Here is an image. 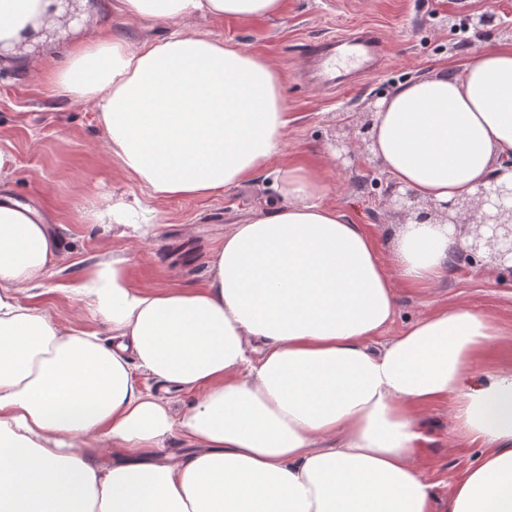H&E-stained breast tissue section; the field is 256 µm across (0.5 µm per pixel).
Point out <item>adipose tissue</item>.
<instances>
[{"instance_id": "adipose-tissue-1", "label": "adipose tissue", "mask_w": 512, "mask_h": 512, "mask_svg": "<svg viewBox=\"0 0 512 512\" xmlns=\"http://www.w3.org/2000/svg\"><path fill=\"white\" fill-rule=\"evenodd\" d=\"M119 2L170 32L76 42L46 92L95 112L147 199L221 194L283 153L270 64L175 27L276 16L283 0ZM45 7L0 0V41ZM370 136L392 181L435 204L496 172L512 181V47L397 86ZM276 178L282 204L225 233L202 287H131L120 259L83 276L72 291L107 342L29 301L58 242L37 206L0 198V512H435L412 456L420 412L443 401L484 450L448 512H512V365L474 369L503 335L494 318L433 310L381 339L398 286L446 276L447 225H402L383 254L324 203L319 177L286 166ZM171 389L190 402L174 408ZM177 432L193 452L162 454Z\"/></svg>"}]
</instances>
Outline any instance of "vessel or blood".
<instances>
[{
	"label": "vessel or blood",
	"mask_w": 512,
	"mask_h": 512,
	"mask_svg": "<svg viewBox=\"0 0 512 512\" xmlns=\"http://www.w3.org/2000/svg\"><path fill=\"white\" fill-rule=\"evenodd\" d=\"M308 53L321 64V83L337 88L345 82L342 74L344 62L363 67L374 65L381 53V44L370 31L354 35L343 33L330 41L310 44Z\"/></svg>",
	"instance_id": "obj_1"
}]
</instances>
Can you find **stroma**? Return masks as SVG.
<instances>
[{"label":"stroma","mask_w":512,"mask_h":512,"mask_svg":"<svg viewBox=\"0 0 512 512\" xmlns=\"http://www.w3.org/2000/svg\"><path fill=\"white\" fill-rule=\"evenodd\" d=\"M280 15L258 19L192 17L178 29L201 33L270 61L287 102L286 148L269 169L258 172L224 193L208 198H171L151 202L143 216L161 225L146 241L120 235L118 228L95 214L118 198H146V190L104 150L105 132L95 113L66 96H48L42 80L60 63L70 45L109 36L145 41L165 34L156 24H139L119 16L116 0H94L84 30L50 41L40 52L25 55L21 64L0 62V149L15 158L0 189L44 207L59 238L56 266L36 288L34 303L62 326L84 324L102 339L108 327L73 295L72 286L97 263L121 257L131 287L194 288L206 277L213 253L224 243L231 225L252 216L277 198L274 171L302 165L327 185L324 201L347 222L362 224L380 250L389 247L393 227L403 215L384 203L383 188L373 182L385 177L377 159L359 138L358 126L372 100L387 96L400 83L435 73H462L487 50L512 43V36L492 30L463 34L462 9L496 12L512 21V0H284ZM369 29L379 38L383 54L368 71L352 73L346 87H325L313 76L309 44L340 33ZM348 138L352 160L338 163L332 143ZM397 310L384 339H392L424 312L465 308L494 316L506 337L475 363L477 373L512 364V278L478 261L451 266L447 276L426 291L397 288ZM428 439L415 462L432 485L436 512H446L457 480L482 458L475 443L454 432L449 403L420 414Z\"/></svg>","instance_id":"obj_1"}]
</instances>
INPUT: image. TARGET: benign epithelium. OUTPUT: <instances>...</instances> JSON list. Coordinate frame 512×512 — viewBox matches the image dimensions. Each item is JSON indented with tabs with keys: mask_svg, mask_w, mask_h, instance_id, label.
<instances>
[{
	"mask_svg": "<svg viewBox=\"0 0 512 512\" xmlns=\"http://www.w3.org/2000/svg\"><path fill=\"white\" fill-rule=\"evenodd\" d=\"M85 2L92 3L94 0H51L48 12L53 19L61 22V26L44 25L37 31L31 30L26 39L12 49L0 44V60L12 58L16 52L28 47L36 51L61 31L83 25ZM464 20L467 26L476 30L490 28L512 34V22L504 21L495 13H468L464 15ZM384 196L394 208L414 213V220L418 222L430 216V213L416 209V196L408 188L388 182ZM433 212L441 217V222L463 228L470 236L466 250L456 255V262H470L485 254L491 263L512 274V182L501 181L499 176L494 175L489 186L479 188L475 197L441 203L433 208Z\"/></svg>",
	"mask_w": 512,
	"mask_h": 512,
	"instance_id": "obj_1",
	"label": "benign epithelium"
}]
</instances>
